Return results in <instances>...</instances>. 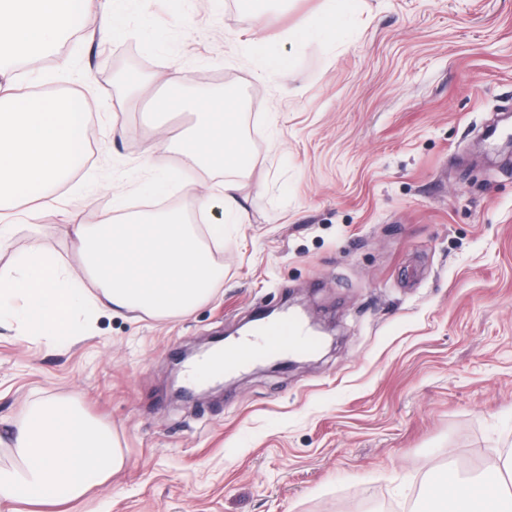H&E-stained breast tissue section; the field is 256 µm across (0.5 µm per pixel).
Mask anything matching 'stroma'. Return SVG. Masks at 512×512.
<instances>
[{
	"label": "stroma",
	"mask_w": 512,
	"mask_h": 512,
	"mask_svg": "<svg viewBox=\"0 0 512 512\" xmlns=\"http://www.w3.org/2000/svg\"><path fill=\"white\" fill-rule=\"evenodd\" d=\"M307 40L327 0H98L51 60L13 62L23 89L85 96L88 158L37 234L0 249L69 264L63 211L87 224L122 191L150 205L147 124L173 71L242 102L252 163L224 227V278L184 317L102 315L49 346L0 326V437L44 399H73L115 434L123 468L67 512H419L446 462L512 457V154L485 137L512 114V0H363ZM266 41L287 78L246 51ZM300 303L336 326L315 357L227 374L186 397L175 360L244 334L261 306Z\"/></svg>",
	"instance_id": "stroma-1"
}]
</instances>
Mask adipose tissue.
I'll use <instances>...</instances> for the list:
<instances>
[{
	"label": "adipose tissue",
	"mask_w": 512,
	"mask_h": 512,
	"mask_svg": "<svg viewBox=\"0 0 512 512\" xmlns=\"http://www.w3.org/2000/svg\"><path fill=\"white\" fill-rule=\"evenodd\" d=\"M91 2L0 0V61L40 53L79 31ZM169 83L155 109L187 111L193 121L177 139L146 151L143 164L154 175L145 192L165 196L187 172L245 171L252 149L239 132L240 101L219 91L191 92L175 76ZM91 136L86 100L0 93V245L21 230L37 231L35 211H16V200L27 193L52 207L56 188L86 158ZM168 151L178 162L160 168ZM237 190L227 181L217 192L198 196L200 227L178 211L129 212L123 193H114L112 211L99 223L68 224L78 266L34 251L0 267V321L15 324L24 339L54 343L106 312L137 310L153 318L189 313L211 298L224 276L215 255L224 247L225 222L236 221L242 211ZM216 209L223 221H212ZM8 445L16 464L0 467V512H17L19 502L55 507L81 499L124 464L111 430L57 399L39 403L15 423ZM423 499L427 512H512V492L498 476L465 481L450 472L434 475Z\"/></svg>",
	"instance_id": "ef3b65f1"
}]
</instances>
